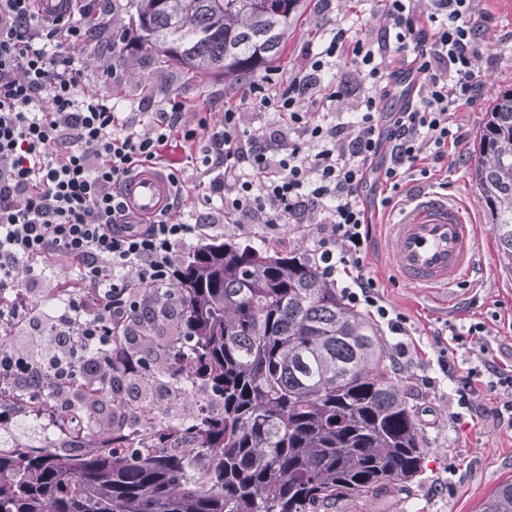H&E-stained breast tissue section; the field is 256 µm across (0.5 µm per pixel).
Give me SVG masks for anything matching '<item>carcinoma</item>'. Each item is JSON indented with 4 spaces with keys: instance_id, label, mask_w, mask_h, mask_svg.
I'll return each mask as SVG.
<instances>
[{
    "instance_id": "obj_1",
    "label": "carcinoma",
    "mask_w": 512,
    "mask_h": 512,
    "mask_svg": "<svg viewBox=\"0 0 512 512\" xmlns=\"http://www.w3.org/2000/svg\"><path fill=\"white\" fill-rule=\"evenodd\" d=\"M311 0H126L112 48L240 79L282 57ZM471 179L512 272V91L496 96ZM156 315L112 336V371L71 386L96 418L54 452L0 423V512H330L389 495L423 444L369 319L312 260L232 242L192 253ZM206 393L216 409L196 400ZM479 512H512V480Z\"/></svg>"
}]
</instances>
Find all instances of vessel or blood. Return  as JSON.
<instances>
[{"label": "vessel or blood", "mask_w": 512, "mask_h": 512, "mask_svg": "<svg viewBox=\"0 0 512 512\" xmlns=\"http://www.w3.org/2000/svg\"><path fill=\"white\" fill-rule=\"evenodd\" d=\"M174 187L160 170L135 173L125 187V200L138 216L158 214ZM392 260L403 279L418 288L454 291L472 273L477 226L461 201L437 192L414 195L408 206L387 223Z\"/></svg>", "instance_id": "vessel-or-blood-1"}]
</instances>
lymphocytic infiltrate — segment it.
Returning a JSON list of instances; mask_svg holds the SVG:
<instances>
[{
	"label": "lymphocytic infiltrate",
	"mask_w": 512,
	"mask_h": 512,
	"mask_svg": "<svg viewBox=\"0 0 512 512\" xmlns=\"http://www.w3.org/2000/svg\"><path fill=\"white\" fill-rule=\"evenodd\" d=\"M36 2L0 0V295L26 291L57 256L73 262L77 288L68 314L38 327L51 332L52 353L0 346V385L63 384L91 365L111 371L113 330L152 314L139 288L169 285L179 249L229 222L277 229L316 221L319 272L387 327L403 355L409 318L387 305L367 271L373 213L392 199L368 201L366 189L395 190L404 177L426 180L443 167L460 138L453 114L482 94L476 63L490 16L476 15L472 0H431L425 12L417 0H385L387 25L377 35L337 25L299 69L252 82L248 104L275 120L247 129L239 107L228 106L221 123L206 114L187 122L171 94L138 128L115 112L110 93L87 88L75 60L98 52L108 0H65L54 17ZM343 63L370 89L349 121L335 123L333 103L353 93L334 76ZM178 148L195 152L199 180L187 182L175 167ZM143 163L164 168L209 212L194 214L180 196L160 217L139 219L123 189ZM347 270L350 280L339 281ZM469 375L460 404L469 402L471 379H487L507 392L496 413L512 426V370L483 358Z\"/></svg>",
	"instance_id": "1"
}]
</instances>
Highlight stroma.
<instances>
[{
  "label": "stroma",
  "instance_id": "35a3bbf8",
  "mask_svg": "<svg viewBox=\"0 0 512 512\" xmlns=\"http://www.w3.org/2000/svg\"><path fill=\"white\" fill-rule=\"evenodd\" d=\"M472 7L475 14L494 16L498 24L489 36V51L478 61L484 96L456 114L465 134L450 150L458 163L449 173H436L434 180L438 192L467 206L477 226V272L458 284L456 303L447 304L442 291L413 287L398 276L388 253L387 227L374 226L368 269L387 303L410 318V334L404 339L407 356L399 378L413 409L425 456L420 473L405 494L340 504L332 512H477L498 484L512 479V428L494 414L497 393L474 384L471 406L465 410L458 408L455 395L474 357L469 342L455 339L452 329L483 322L493 338L490 358L512 368V272L502 266L485 202L469 177L486 109L499 92L512 88V0H473ZM336 22L370 34L383 24L382 0H312L300 26L288 37L278 70L285 73L302 65L316 35ZM77 61L86 71L89 88H120L116 109L129 113L134 122L143 119L145 113L159 111L170 92L179 95L188 111L205 106L218 120L225 104L239 103L247 89L243 81L201 79L176 66L158 67L152 58L141 55H126L119 63L110 52L92 56L81 53ZM214 236L266 249L285 244L307 256L314 247L317 227L311 224L273 231L263 224L243 229L228 224L215 230ZM72 269L67 259L57 258L51 273L31 287L30 307L13 330L19 349H43L30 324L41 321L44 301L73 285Z\"/></svg>",
  "mask_w": 512,
  "mask_h": 512
}]
</instances>
